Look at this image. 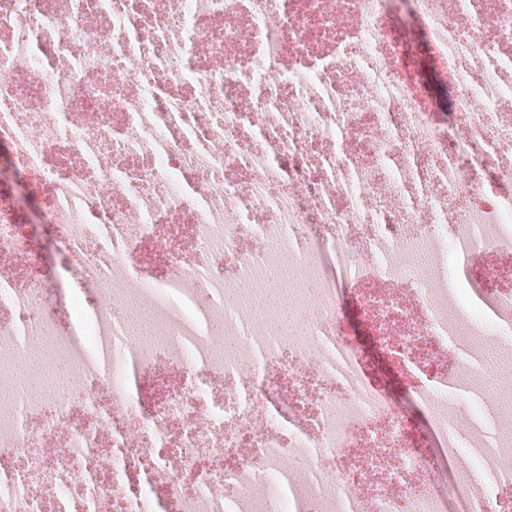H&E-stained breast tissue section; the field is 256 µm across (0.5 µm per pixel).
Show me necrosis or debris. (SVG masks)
<instances>
[{
  "mask_svg": "<svg viewBox=\"0 0 512 512\" xmlns=\"http://www.w3.org/2000/svg\"><path fill=\"white\" fill-rule=\"evenodd\" d=\"M0 145L69 261L0 206V512H505L503 410L456 394L512 334V0H0ZM390 25L408 49L405 63L407 75L423 84L435 106L447 112L448 73L442 61L425 43L421 28L405 11L393 14ZM343 320L350 336L354 339L368 377L377 381L398 401H405L414 386V378L403 380L397 370L374 349L370 322L364 315L356 298L346 302L343 308Z\"/></svg>",
  "mask_w": 512,
  "mask_h": 512,
  "instance_id": "1",
  "label": "necrosis or debris"
}]
</instances>
